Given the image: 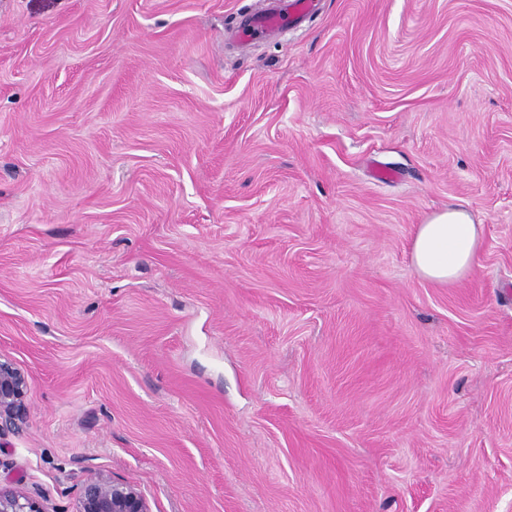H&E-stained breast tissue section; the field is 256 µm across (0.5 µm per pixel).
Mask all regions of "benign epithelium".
<instances>
[{"instance_id": "7a95c632", "label": "benign epithelium", "mask_w": 512, "mask_h": 512, "mask_svg": "<svg viewBox=\"0 0 512 512\" xmlns=\"http://www.w3.org/2000/svg\"><path fill=\"white\" fill-rule=\"evenodd\" d=\"M27 378L0 353V435L17 427L25 414ZM0 512H46L36 498L22 490L0 488ZM75 512H151L145 496L135 487L97 473L84 483Z\"/></svg>"}]
</instances>
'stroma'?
<instances>
[{"instance_id":"1","label":"stroma","mask_w":512,"mask_h":512,"mask_svg":"<svg viewBox=\"0 0 512 512\" xmlns=\"http://www.w3.org/2000/svg\"><path fill=\"white\" fill-rule=\"evenodd\" d=\"M265 7L0 0V487L512 512V0H319L239 41ZM451 204L484 234L442 287L408 244ZM27 378L5 354L0 353V437L14 430L25 414Z\"/></svg>"}]
</instances>
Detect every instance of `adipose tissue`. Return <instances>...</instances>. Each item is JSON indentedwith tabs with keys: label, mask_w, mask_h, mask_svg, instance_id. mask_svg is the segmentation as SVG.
<instances>
[{
	"label": "adipose tissue",
	"mask_w": 512,
	"mask_h": 512,
	"mask_svg": "<svg viewBox=\"0 0 512 512\" xmlns=\"http://www.w3.org/2000/svg\"><path fill=\"white\" fill-rule=\"evenodd\" d=\"M482 240V227L464 206L436 212L418 225L409 244L411 264L424 280L452 285L472 269Z\"/></svg>",
	"instance_id": "obj_1"
}]
</instances>
